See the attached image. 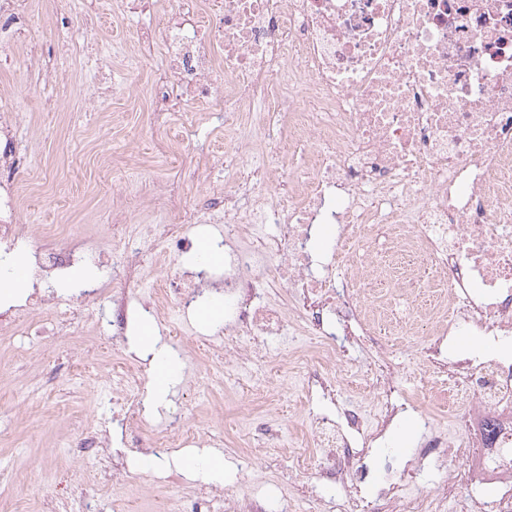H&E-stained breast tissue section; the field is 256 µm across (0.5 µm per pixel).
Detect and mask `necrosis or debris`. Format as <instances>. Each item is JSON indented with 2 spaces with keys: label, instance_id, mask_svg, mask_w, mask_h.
<instances>
[{
  "label": "necrosis or debris",
  "instance_id": "1",
  "mask_svg": "<svg viewBox=\"0 0 512 512\" xmlns=\"http://www.w3.org/2000/svg\"><path fill=\"white\" fill-rule=\"evenodd\" d=\"M99 0L73 12L57 0L54 38L62 50L90 44L102 31ZM142 13L162 11V29L144 27L140 52L159 55L150 108L155 148H171L167 116L188 104L224 101V118L241 121V156L256 139L311 147L301 178L273 181L265 165L236 169L228 185L210 184L204 205L185 207L183 187L147 188L150 224L131 221V193L112 187L111 239H70L60 225L32 233L20 221L33 193L17 147L14 112L0 113V254L31 235L18 303L0 306V340L49 313L61 273L94 255L118 256L108 284L85 293L105 303L113 345H122L131 309L168 318V343L185 354L170 312L189 313L215 280L207 267H174L149 295L134 299L146 260L168 248L190 249V224H222L224 324L197 354L193 384L208 365L236 372L271 367L270 341L295 331L290 364L304 368L308 392L333 398L336 368L348 347L371 345L384 358L382 334L425 327L436 342L466 336L483 345L449 360L447 372L422 370L428 396L403 390V374L382 366L369 405H340L335 415L308 412L306 424L323 466L301 493L320 512H447L467 491L463 512H512V0H129ZM33 0H0V66L16 54L35 60L40 44L28 27ZM282 114L278 129L266 113ZM276 225L273 234L266 225ZM397 237L368 252L347 279L336 270L383 225ZM329 230L313 250L315 226ZM390 295H375L374 282ZM430 293L429 305L417 302ZM120 410L110 425L84 429L70 443L80 458H111L113 448L155 458L205 443L203 432L171 418L155 425L143 398L140 365L113 367L108 378ZM418 413L421 443L404 467L377 475L367 453L398 416ZM432 472V484L418 476ZM123 512H295L293 498L253 480L249 490L198 485L177 503L158 488L174 477L139 475L124 466L103 474ZM493 495H486V488Z\"/></svg>",
  "mask_w": 512,
  "mask_h": 512
}]
</instances>
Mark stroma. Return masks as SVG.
<instances>
[{
	"label": "stroma",
	"mask_w": 512,
	"mask_h": 512,
	"mask_svg": "<svg viewBox=\"0 0 512 512\" xmlns=\"http://www.w3.org/2000/svg\"><path fill=\"white\" fill-rule=\"evenodd\" d=\"M103 30L97 57L74 53L57 71L52 84L36 83L24 57H16L8 69H0V110L19 114V133L31 158V173L39 183L30 201L23 205L21 220L32 229L50 224H66L80 230L96 225L108 235L107 176L126 185L150 183L164 186L181 180L184 162L169 163L151 151L153 116L149 89L159 57L133 54L131 46L145 15L123 14L119 0H104ZM104 70L112 93L105 113L90 111L89 85L96 70ZM60 100L55 111L44 103L52 95ZM236 130L225 128L222 116L197 124L186 144L187 156L202 150L225 155V166L212 170L207 182L228 183L235 171ZM207 182L185 185L190 203L203 200ZM58 313L70 318L82 335V342L54 341L44 333H21L11 339L12 362L0 375V496L17 501L25 512H40L44 502H53L64 512V488L83 489L95 512H114L111 486L97 483V458L72 457L67 444L82 426H93L110 417L107 395L101 379L107 378L115 362L140 355L139 327L142 319L129 321V346L108 347V331L97 318V303L78 308L62 305ZM288 346L271 347L274 361L280 362L270 381L276 395L275 419L278 427L291 434L294 448L272 464L273 476L285 492L294 497L296 512H316L301 494L303 482L314 480L311 468L317 451L305 429L310 407L298 374L285 366ZM369 348L349 350L339 373V395L353 402L370 396L368 377L359 373L369 363ZM180 373L167 398L155 408L157 420L171 416L185 418L202 428L223 429L224 457L240 449V437L248 427L247 414L256 402L248 381H225L223 396L189 389L188 358H181ZM420 426L414 416H406L393 427L380 447L372 449L376 466L397 464L417 446Z\"/></svg>",
	"instance_id": "obj_1"
}]
</instances>
